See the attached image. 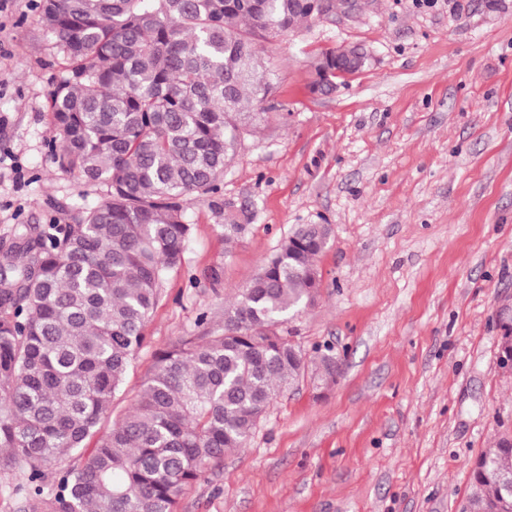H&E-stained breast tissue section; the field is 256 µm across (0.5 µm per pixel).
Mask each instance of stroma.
I'll use <instances>...</instances> for the list:
<instances>
[{
    "instance_id": "obj_1",
    "label": "stroma",
    "mask_w": 512,
    "mask_h": 512,
    "mask_svg": "<svg viewBox=\"0 0 512 512\" xmlns=\"http://www.w3.org/2000/svg\"><path fill=\"white\" fill-rule=\"evenodd\" d=\"M38 2L0 0V242L75 223L103 192L49 157L63 62ZM342 45L365 66L311 92L314 62ZM259 52L275 107L214 201L189 207L184 261L113 413L133 407L156 352L204 335L199 316L222 324L293 225L329 224L319 295L283 330L307 357L334 347L339 376L280 392L176 512H466L473 462L512 435L498 316L512 308V0H359ZM233 222L248 230L230 246Z\"/></svg>"
}]
</instances>
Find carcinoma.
I'll use <instances>...</instances> for the list:
<instances>
[{
	"instance_id": "cac0c4a2",
	"label": "carcinoma",
	"mask_w": 512,
	"mask_h": 512,
	"mask_svg": "<svg viewBox=\"0 0 512 512\" xmlns=\"http://www.w3.org/2000/svg\"><path fill=\"white\" fill-rule=\"evenodd\" d=\"M41 0L66 67L52 82V162L106 187L75 224L23 225L0 254V472L19 512H175L183 489L246 447L309 369L282 334L315 301L330 224H297L224 307V323L156 353L132 410L112 400L142 348L193 200L218 193L276 74L258 44L336 16V0ZM345 67L314 65L321 92ZM318 378L341 363L317 351ZM470 512H495L507 437L479 455Z\"/></svg>"
}]
</instances>
